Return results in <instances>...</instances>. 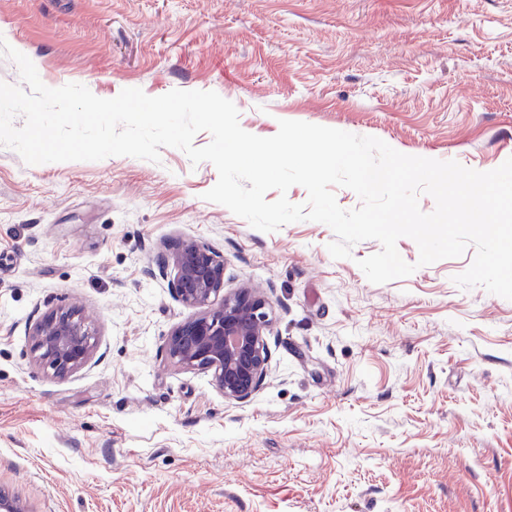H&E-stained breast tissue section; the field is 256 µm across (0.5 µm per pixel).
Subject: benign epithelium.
I'll list each match as a JSON object with an SVG mask.
<instances>
[{"label": "benign epithelium", "mask_w": 512, "mask_h": 512, "mask_svg": "<svg viewBox=\"0 0 512 512\" xmlns=\"http://www.w3.org/2000/svg\"><path fill=\"white\" fill-rule=\"evenodd\" d=\"M160 262L175 272L174 298L195 310L168 336V359L185 370L210 372L224 399L249 400L269 373L268 303L254 288L224 292V257L195 240L180 242ZM94 351L90 326L77 309L52 311L33 329L34 361L55 377L86 366Z\"/></svg>", "instance_id": "obj_1"}]
</instances>
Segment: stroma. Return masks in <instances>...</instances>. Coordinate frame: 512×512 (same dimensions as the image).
I'll return each mask as SVG.
<instances>
[{
    "instance_id": "35a3bbf8",
    "label": "stroma",
    "mask_w": 512,
    "mask_h": 512,
    "mask_svg": "<svg viewBox=\"0 0 512 512\" xmlns=\"http://www.w3.org/2000/svg\"><path fill=\"white\" fill-rule=\"evenodd\" d=\"M44 85L213 91L241 127L374 136L490 171L512 157V0H0ZM176 148L26 164L0 145V489L26 512H512V300L453 278L475 250L385 284L300 221L265 233L204 200ZM192 239L224 290L269 303L249 401L167 359L190 316L159 257ZM78 308L91 362L57 378L31 330Z\"/></svg>"
}]
</instances>
